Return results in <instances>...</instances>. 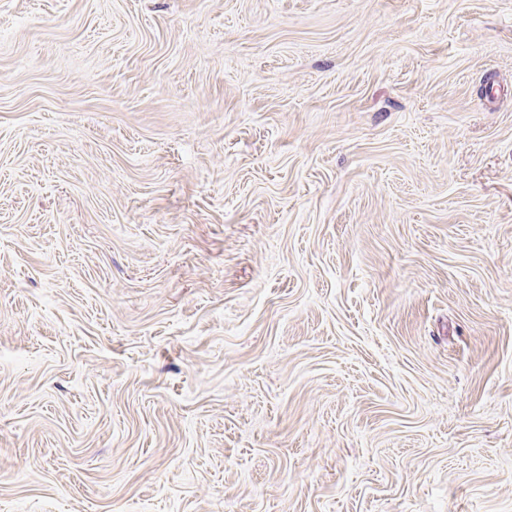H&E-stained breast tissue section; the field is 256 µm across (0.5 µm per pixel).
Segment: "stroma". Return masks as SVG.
Segmentation results:
<instances>
[{
    "mask_svg": "<svg viewBox=\"0 0 512 512\" xmlns=\"http://www.w3.org/2000/svg\"><path fill=\"white\" fill-rule=\"evenodd\" d=\"M0 512H512V0H0Z\"/></svg>",
    "mask_w": 512,
    "mask_h": 512,
    "instance_id": "stroma-1",
    "label": "stroma"
}]
</instances>
